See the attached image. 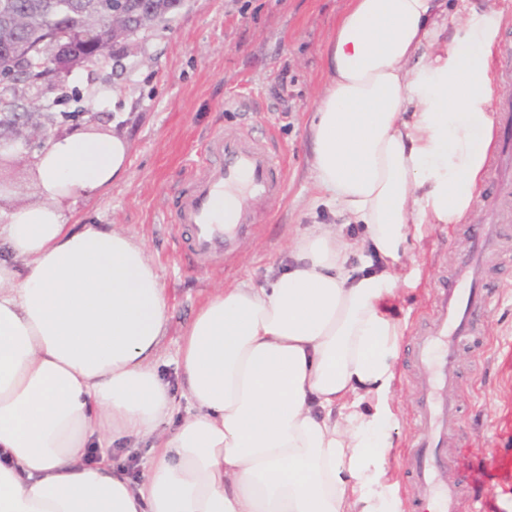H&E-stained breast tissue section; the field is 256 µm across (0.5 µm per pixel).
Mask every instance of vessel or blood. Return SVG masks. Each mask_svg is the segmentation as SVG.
<instances>
[{"label": "vessel or blood", "mask_w": 512, "mask_h": 512, "mask_svg": "<svg viewBox=\"0 0 512 512\" xmlns=\"http://www.w3.org/2000/svg\"><path fill=\"white\" fill-rule=\"evenodd\" d=\"M206 158L190 188L182 192L169 222L184 233L181 256L204 267L232 256L254 224L253 206L281 198L287 173L281 153L267 138L227 130L205 145ZM498 181H512V114L501 124V146L489 163ZM501 235L497 213L467 229L468 248L436 289L432 316L415 337L412 360L421 374L415 388L421 428L403 467L418 494L409 512H459V487L465 478L460 464H449V434L461 428L450 392L458 382L457 360L463 344L479 333L477 317L491 302L484 284V256Z\"/></svg>", "instance_id": "obj_1"}]
</instances>
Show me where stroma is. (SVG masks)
<instances>
[{
	"instance_id": "35a3bbf8",
	"label": "stroma",
	"mask_w": 512,
	"mask_h": 512,
	"mask_svg": "<svg viewBox=\"0 0 512 512\" xmlns=\"http://www.w3.org/2000/svg\"><path fill=\"white\" fill-rule=\"evenodd\" d=\"M349 5L350 0H184L167 21L136 35L133 52L113 47L114 66L76 70L64 86L67 99L53 107L62 132L116 133L129 144L126 180L78 199L67 217L126 232L159 269L169 320L156 368L175 399L164 433L192 407L176 359L201 302L221 287L265 285L288 265L293 240L314 225L336 222L331 212L308 206L315 181L309 126L326 78L324 49ZM491 8L501 22L493 32L489 66L505 69L512 66V0H448L449 14L463 19ZM69 112L78 113V120H66ZM241 127L274 139L286 162L288 192L257 207L254 234L234 259L183 268L182 241L166 220L175 192L192 184L212 134ZM0 176L7 183L1 207L38 201L30 163L12 165ZM491 203L504 224L503 239L485 257L494 301L478 319L480 346L460 352V384L452 395L462 416L460 458L472 473L468 497L485 499L490 512H512V192L488 172L466 223L424 224L409 232L399 296L388 303V316L407 325L390 394L387 482L396 512H406L415 493L402 466L419 431L412 339L432 313L439 279L467 248L466 224L482 223Z\"/></svg>"
}]
</instances>
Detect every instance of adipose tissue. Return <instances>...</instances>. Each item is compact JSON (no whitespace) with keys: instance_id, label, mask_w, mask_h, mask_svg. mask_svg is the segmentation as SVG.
<instances>
[{"instance_id":"1","label":"adipose tissue","mask_w":512,"mask_h":512,"mask_svg":"<svg viewBox=\"0 0 512 512\" xmlns=\"http://www.w3.org/2000/svg\"><path fill=\"white\" fill-rule=\"evenodd\" d=\"M497 23L492 9L451 22L445 0H352L324 50L310 205L363 235L318 225L267 286L221 288L199 308L178 358L195 411L140 483L86 455L171 413L153 367L161 277L130 236L65 214L125 179L128 143L51 139L33 163L40 201L0 210V512H389L404 328L387 302L412 220L456 224L472 206L493 141Z\"/></svg>"}]
</instances>
